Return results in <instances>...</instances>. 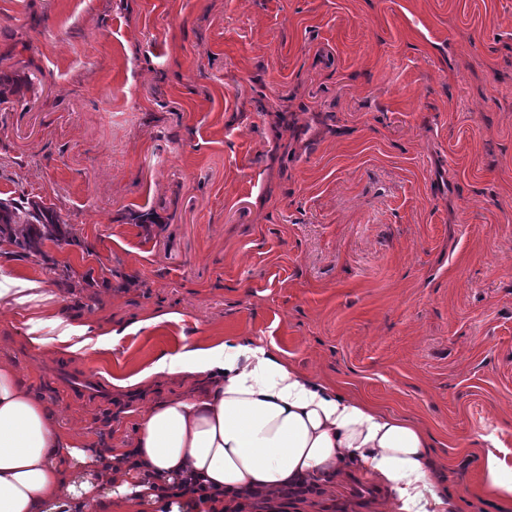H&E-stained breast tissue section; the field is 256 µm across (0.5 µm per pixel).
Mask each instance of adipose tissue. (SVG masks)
Returning <instances> with one entry per match:
<instances>
[{
    "instance_id": "ef3b65f1",
    "label": "adipose tissue",
    "mask_w": 512,
    "mask_h": 512,
    "mask_svg": "<svg viewBox=\"0 0 512 512\" xmlns=\"http://www.w3.org/2000/svg\"><path fill=\"white\" fill-rule=\"evenodd\" d=\"M204 379L194 398H175L145 412L128 452L94 460L83 440L66 436L46 403L0 362V512H63L59 489L73 503L101 497L118 512H148L155 486L194 476L224 493L330 485L363 471L387 485L395 512H443L430 479L434 462L425 432L343 389L304 374L287 360L237 336L158 358L131 377Z\"/></svg>"
}]
</instances>
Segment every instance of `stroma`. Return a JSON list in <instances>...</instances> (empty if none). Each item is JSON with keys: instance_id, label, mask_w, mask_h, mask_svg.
<instances>
[{"instance_id": "35a3bbf8", "label": "stroma", "mask_w": 512, "mask_h": 512, "mask_svg": "<svg viewBox=\"0 0 512 512\" xmlns=\"http://www.w3.org/2000/svg\"><path fill=\"white\" fill-rule=\"evenodd\" d=\"M0 198L60 211L53 297L0 305L10 362L108 453L196 378L162 356L242 336L431 437L433 481L488 502L512 458V0H0ZM119 332L31 344L32 314ZM155 327L128 332L133 322ZM319 512H390L363 474ZM482 469L489 495L497 499L512 500V466L495 452L488 450L483 457Z\"/></svg>"}]
</instances>
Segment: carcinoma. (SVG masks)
Masks as SVG:
<instances>
[{"label":"carcinoma","mask_w":512,"mask_h":512,"mask_svg":"<svg viewBox=\"0 0 512 512\" xmlns=\"http://www.w3.org/2000/svg\"><path fill=\"white\" fill-rule=\"evenodd\" d=\"M68 234L66 221L54 208L32 200L0 199V240L14 244L26 255L48 264L52 259L42 250L43 242L60 241Z\"/></svg>","instance_id":"obj_1"}]
</instances>
